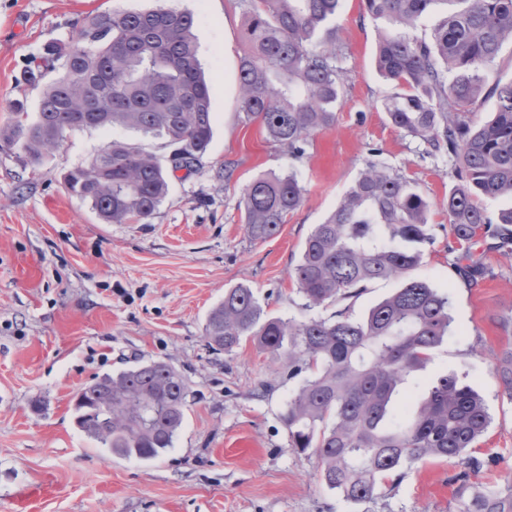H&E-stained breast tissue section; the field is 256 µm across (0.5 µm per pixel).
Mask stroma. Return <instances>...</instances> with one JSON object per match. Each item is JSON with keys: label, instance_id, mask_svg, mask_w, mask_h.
Returning <instances> with one entry per match:
<instances>
[{"label": "stroma", "instance_id": "stroma-1", "mask_svg": "<svg viewBox=\"0 0 512 512\" xmlns=\"http://www.w3.org/2000/svg\"><path fill=\"white\" fill-rule=\"evenodd\" d=\"M195 17L199 57L211 88L213 138L198 172L170 174V192L146 224L102 223L66 188L64 173L111 139L171 152L159 139L116 129L68 136L38 166L0 148V512H461L457 463L426 458L402 480L351 504L330 491L316 457L295 452L281 416L298 379L287 354L244 340L215 354L203 340L225 289L251 286L267 316L306 320L363 316L394 282L309 308L293 270L314 228L365 166L379 160L417 181L431 204V244L413 275L451 299L454 332L411 374L396 409L414 411L431 382L463 375L486 399L492 423L476 447L490 464L476 484L512 483V393L494 370L512 348V255L479 236L461 245L443 207L457 178L447 156L395 128L383 105L396 91L375 66L377 24L364 0H342L336 37L348 75L335 124L316 133L300 162L270 141L241 108L237 71L246 49L239 0H0V127L13 100L36 111L39 89L24 72L45 43L68 41L91 12L147 10L157 2ZM230 177H221L222 168ZM295 170L306 193L274 237L245 233L242 198L258 175ZM480 256L482 279L455 269ZM37 276L25 278V267ZM164 360L187 380L185 421L172 448L144 461L112 456L78 429L74 397L134 360Z\"/></svg>", "mask_w": 512, "mask_h": 512}]
</instances>
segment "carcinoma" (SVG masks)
<instances>
[{
	"label": "carcinoma",
	"mask_w": 512,
	"mask_h": 512,
	"mask_svg": "<svg viewBox=\"0 0 512 512\" xmlns=\"http://www.w3.org/2000/svg\"><path fill=\"white\" fill-rule=\"evenodd\" d=\"M248 48L237 81L248 119L295 161L313 135L331 127L347 73L333 22L341 0H240ZM380 23L375 62L400 92L385 102L394 127L420 138L429 155H446L458 179L444 207L456 240L479 234L512 253V207L491 218L479 199L512 197V82L495 63L512 43V0H366ZM442 18L430 40L414 31ZM195 17L163 5L90 15L66 43L32 60L27 81L41 88L32 116L13 103L0 139L32 163L62 147L67 134L122 128L166 141L160 158L135 143L108 142L64 175L68 191L104 224H144L169 193V172L197 171L213 135L208 83L198 58ZM52 78H47L48 74ZM496 98L494 118L474 121L473 105ZM305 189L293 170L256 177L244 194L253 241L279 233ZM431 202L415 180L368 159L353 185L307 236L294 270L306 307L358 295L367 284L401 285L358 318H269L247 285L228 288L207 315L203 339L231 354L250 338L288 353V376L307 373L282 416L291 448L315 456L322 480L351 503L372 499L377 485L400 479L419 459L459 460L462 512H512V484L472 487L484 462L470 454L492 421L484 398L456 373L437 377L409 417L394 414L400 387L424 367L452 332L449 295L410 276L433 240ZM457 271L475 280L483 263L467 251ZM495 371L512 390V348ZM189 388L165 361H138L106 373L75 400V422L115 456L152 460L182 428Z\"/></svg>",
	"instance_id": "carcinoma-1"
}]
</instances>
